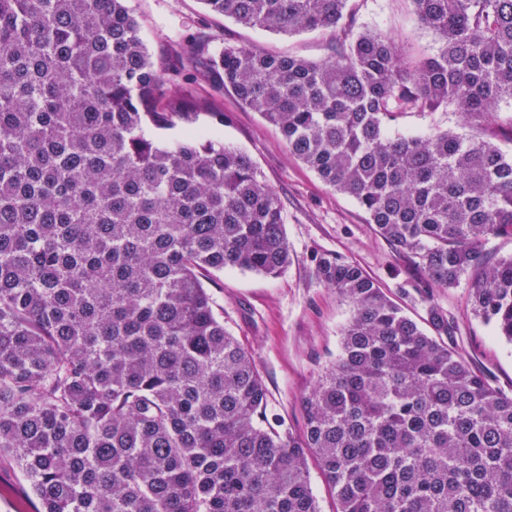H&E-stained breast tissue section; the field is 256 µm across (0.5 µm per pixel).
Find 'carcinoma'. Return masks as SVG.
<instances>
[{"instance_id":"obj_1","label":"carcinoma","mask_w":512,"mask_h":512,"mask_svg":"<svg viewBox=\"0 0 512 512\" xmlns=\"http://www.w3.org/2000/svg\"><path fill=\"white\" fill-rule=\"evenodd\" d=\"M127 0H0V455L37 512H512V394L422 330L357 263L315 258L352 303L340 352L303 399L306 432L258 423L267 401L204 277L288 265L283 203L247 154L197 130L164 88ZM295 34L353 26L349 0H200ZM440 48L413 64L363 30L324 61L252 44L180 68L276 126L288 150L421 272L466 280L512 342V158L489 131L389 134L451 106L482 125L512 101V0H411ZM310 481L321 512H336V497L322 480L317 463L309 459Z\"/></svg>"}]
</instances>
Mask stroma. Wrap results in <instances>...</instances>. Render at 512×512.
<instances>
[{"label":"stroma","instance_id":"stroma-1","mask_svg":"<svg viewBox=\"0 0 512 512\" xmlns=\"http://www.w3.org/2000/svg\"><path fill=\"white\" fill-rule=\"evenodd\" d=\"M128 5L161 68L166 88L197 104L214 102L224 113L219 138L244 151L259 179L283 202L287 267L276 276L227 270L206 283L225 329L248 351L263 379L266 422L303 432L301 400L338 352L340 330L350 317V302L315 274L314 258L321 254L338 253L358 262L419 325L427 323L429 304L448 310L457 324L455 348L494 386L511 394L512 343L496 336L492 325L474 315L467 283L435 288L427 295L419 292L418 270L399 258L368 224L356 200L326 186L289 152L277 128L243 105L232 91L216 89L202 75L172 71L178 54L202 37L208 38L214 51L250 42L269 52L319 61L333 47L349 43L356 32L369 29L388 35L409 57L433 55L440 43L419 24L410 0H350L355 25L333 35L319 31L283 35L246 28L209 14L200 0H128ZM435 128L473 132L452 109L405 113L390 132L424 134ZM35 510L28 481L9 457H0V512Z\"/></svg>","mask_w":512,"mask_h":512}]
</instances>
